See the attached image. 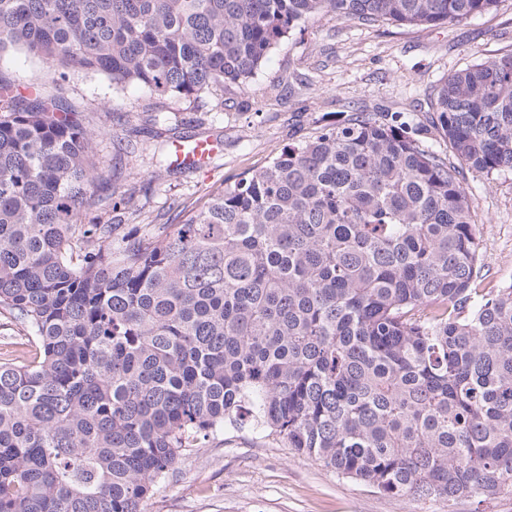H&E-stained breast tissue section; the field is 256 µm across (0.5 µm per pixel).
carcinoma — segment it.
<instances>
[{"instance_id": "1", "label": "carcinoma", "mask_w": 512, "mask_h": 512, "mask_svg": "<svg viewBox=\"0 0 512 512\" xmlns=\"http://www.w3.org/2000/svg\"><path fill=\"white\" fill-rule=\"evenodd\" d=\"M499 0H0V512H142L183 451L250 428L402 497L512 492V281L478 288L463 167L512 170V53L437 88L456 162L370 115L215 189L177 224L83 221L93 117L68 70L163 107L246 85L300 22L436 26ZM0 71L11 78L23 91L30 86L46 85L53 89L57 78L48 65L40 59L21 51L7 50L0 57ZM29 89V88H28ZM24 333L10 315L0 314V358H17L33 353L30 336Z\"/></svg>"}]
</instances>
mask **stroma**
Wrapping results in <instances>:
<instances>
[{
	"label": "stroma",
	"mask_w": 512,
	"mask_h": 512,
	"mask_svg": "<svg viewBox=\"0 0 512 512\" xmlns=\"http://www.w3.org/2000/svg\"><path fill=\"white\" fill-rule=\"evenodd\" d=\"M512 53V0L485 15L437 26L380 24L329 16L301 23L273 48L246 86L209 89L193 98L166 100L156 118L139 88L115 90L102 74L73 70L65 82L68 104L94 112L107 137L94 138L99 179L91 217L104 224H169L179 211L214 188L256 172L289 146L368 112L419 130L424 146L446 147L431 102L436 85L478 55ZM0 72L20 89L52 85L55 75L21 51L0 53ZM216 139L202 170L152 177L156 146L176 137ZM476 209L482 287L512 280V171L491 176L464 170ZM135 198L136 214L114 212L120 195ZM143 512H512V494L470 499L398 498L336 474L315 458L231 428L211 435L156 483Z\"/></svg>",
	"instance_id": "1"
}]
</instances>
